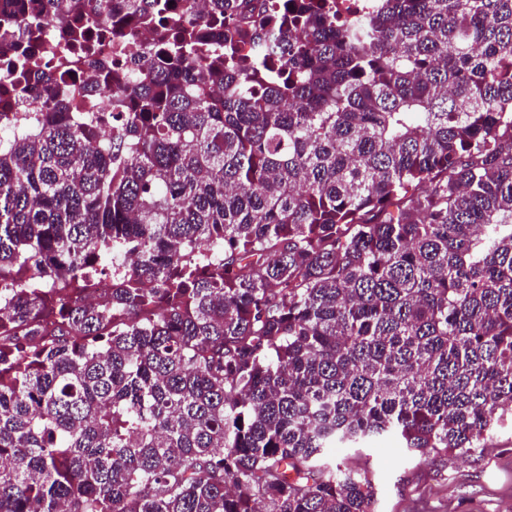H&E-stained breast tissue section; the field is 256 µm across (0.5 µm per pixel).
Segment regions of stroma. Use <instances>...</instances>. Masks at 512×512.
<instances>
[{"mask_svg":"<svg viewBox=\"0 0 512 512\" xmlns=\"http://www.w3.org/2000/svg\"><path fill=\"white\" fill-rule=\"evenodd\" d=\"M345 463L367 470L374 512H512V428L465 456L423 455L380 439Z\"/></svg>","mask_w":512,"mask_h":512,"instance_id":"1","label":"stroma"}]
</instances>
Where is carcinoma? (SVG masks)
Masks as SVG:
<instances>
[{"label": "carcinoma", "instance_id": "carcinoma-1", "mask_svg": "<svg viewBox=\"0 0 512 512\" xmlns=\"http://www.w3.org/2000/svg\"><path fill=\"white\" fill-rule=\"evenodd\" d=\"M174 5H169V2ZM87 42L107 0H0ZM112 133L0 112V512H372L512 409V0H121ZM253 43L252 55L238 46Z\"/></svg>", "mask_w": 512, "mask_h": 512}]
</instances>
